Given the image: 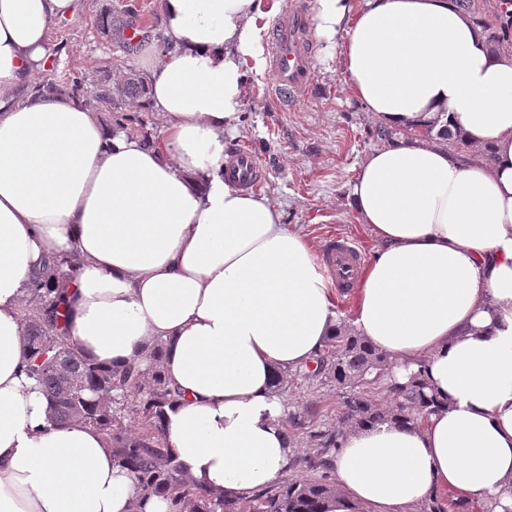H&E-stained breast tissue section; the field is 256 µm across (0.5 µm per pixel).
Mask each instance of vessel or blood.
Segmentation results:
<instances>
[{"mask_svg":"<svg viewBox=\"0 0 512 512\" xmlns=\"http://www.w3.org/2000/svg\"><path fill=\"white\" fill-rule=\"evenodd\" d=\"M275 89L280 97L292 98L304 92L314 80L308 12L304 0H291L275 24L268 48ZM259 169L256 157L242 150L224 163V176L242 187L253 186ZM361 252L345 238L330 240L325 261L340 293H348L357 283Z\"/></svg>","mask_w":512,"mask_h":512,"instance_id":"vessel-or-blood-1","label":"vessel or blood"}]
</instances>
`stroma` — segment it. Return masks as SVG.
Listing matches in <instances>:
<instances>
[{
  "mask_svg": "<svg viewBox=\"0 0 512 512\" xmlns=\"http://www.w3.org/2000/svg\"><path fill=\"white\" fill-rule=\"evenodd\" d=\"M113 0H84L74 18L58 22L51 44L62 50L54 73L91 72L109 67L111 73L133 67L148 71L151 51L126 60L98 33L96 15ZM315 79L301 97L281 104L268 95L274 83L271 69L250 74L236 130L229 137L231 151L246 150L259 161L257 192L268 195L283 221L324 247L329 235L353 239L363 256H370L373 239L349 207L350 182L377 143L376 125L349 93L339 57L320 38L312 40Z\"/></svg>",
  "mask_w": 512,
  "mask_h": 512,
  "instance_id": "35a3bbf8",
  "label": "stroma"
}]
</instances>
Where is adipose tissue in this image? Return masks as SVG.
<instances>
[{
    "mask_svg": "<svg viewBox=\"0 0 512 512\" xmlns=\"http://www.w3.org/2000/svg\"><path fill=\"white\" fill-rule=\"evenodd\" d=\"M81 3L0 0V512H129L134 496L102 435L52 425L24 373L30 276L69 254L70 344L146 369L163 346L168 446L190 483L231 495L287 476L274 376L348 327L397 381L424 371L438 407L345 432L323 512H420L436 496L512 512V50H491L456 0H315L351 94L400 133L350 184L379 246L347 318L308 237L224 177L225 134L262 67L257 0H160L151 145L73 98L26 93ZM434 120L474 158L409 136Z\"/></svg>",
    "mask_w": 512,
    "mask_h": 512,
    "instance_id": "adipose-tissue-1",
    "label": "adipose tissue"
}]
</instances>
